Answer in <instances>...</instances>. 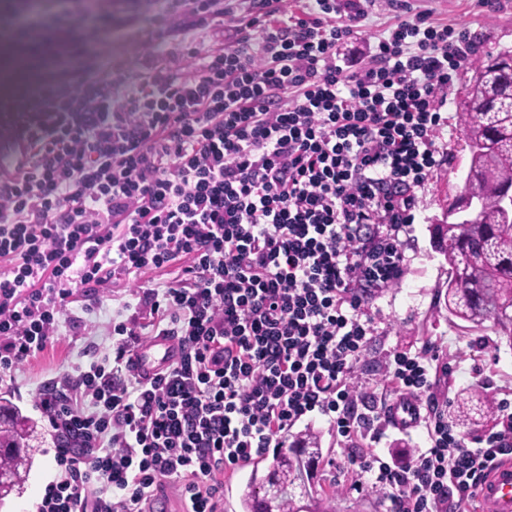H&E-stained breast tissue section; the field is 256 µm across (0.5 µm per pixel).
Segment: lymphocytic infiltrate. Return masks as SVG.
Instances as JSON below:
<instances>
[{
  "label": "lymphocytic infiltrate",
  "mask_w": 512,
  "mask_h": 512,
  "mask_svg": "<svg viewBox=\"0 0 512 512\" xmlns=\"http://www.w3.org/2000/svg\"><path fill=\"white\" fill-rule=\"evenodd\" d=\"M23 0L9 37L35 59L76 60L26 103H0L31 155L0 172V382L60 334L78 298L142 286L112 312L113 354L41 382L57 475L37 512H147L175 483L185 512H222L224 469L282 447L320 416L347 443L380 416L350 394L372 308L401 281L418 188L442 164L452 74L467 31L410 0L363 57L375 0ZM132 26L131 77L91 47ZM106 68L108 78L97 75ZM156 336L174 362L143 379ZM439 349L394 352L375 406H425L427 448L393 465L360 457L390 512H461L512 430L456 437L429 399ZM173 352L174 340L164 337L155 338L150 345L140 348L134 353L132 367L136 373L152 376L168 363Z\"/></svg>",
  "instance_id": "lymphocytic-infiltrate-1"
}]
</instances>
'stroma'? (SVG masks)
Masks as SVG:
<instances>
[{
	"label": "stroma",
	"instance_id": "stroma-1",
	"mask_svg": "<svg viewBox=\"0 0 512 512\" xmlns=\"http://www.w3.org/2000/svg\"><path fill=\"white\" fill-rule=\"evenodd\" d=\"M427 5L435 21L467 29L478 45V56L512 50V0H427ZM439 141L446 150L444 162L417 191L416 220L404 239L408 256L405 274L376 303L374 331L360 356L355 384L359 402L370 403L393 352L415 353L422 351L427 341L439 342L441 355L431 392L452 417L458 402L475 389L494 401L512 400V345L498 337L493 325L470 327L444 306L448 263L432 244V227L447 220L448 200L463 188L468 154L462 149L456 116H449ZM138 287L132 280L118 282L99 308L87 315L82 314L80 304H71L70 313L83 317L81 326L62 327L52 346L15 372L12 384H0V397L34 424L28 448L33 461L30 474L22 493L6 498L0 512H35L45 485L56 473L53 433L36 407L38 384L82 362L88 348L101 355L111 352L112 311L133 300ZM309 426L320 435L318 476L335 484L336 512H386L389 501L385 493L372 488L370 474L350 462L348 445L335 428L321 417L311 420ZM425 445L422 427L409 432L388 427L378 443H359L360 448H373L384 460L399 464Z\"/></svg>",
	"mask_w": 512,
	"mask_h": 512
}]
</instances>
